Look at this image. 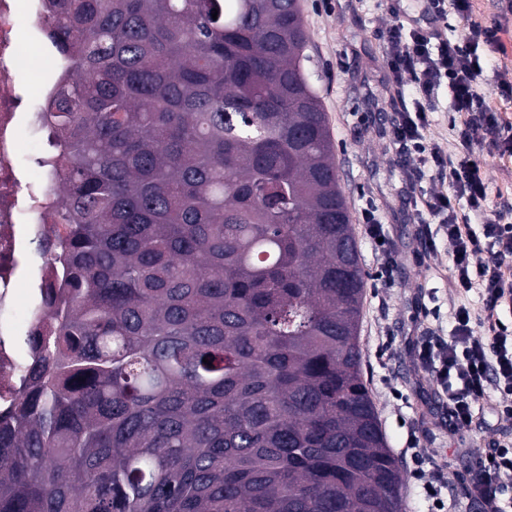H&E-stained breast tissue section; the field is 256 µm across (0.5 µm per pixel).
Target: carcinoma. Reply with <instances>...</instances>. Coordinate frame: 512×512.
I'll return each mask as SVG.
<instances>
[{
	"instance_id": "cac0c4a2",
	"label": "carcinoma",
	"mask_w": 512,
	"mask_h": 512,
	"mask_svg": "<svg viewBox=\"0 0 512 512\" xmlns=\"http://www.w3.org/2000/svg\"><path fill=\"white\" fill-rule=\"evenodd\" d=\"M42 35L66 314L22 338L0 512H404L297 0H49Z\"/></svg>"
}]
</instances>
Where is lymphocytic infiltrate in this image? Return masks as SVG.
<instances>
[{"instance_id": "1", "label": "lymphocytic infiltrate", "mask_w": 512, "mask_h": 512, "mask_svg": "<svg viewBox=\"0 0 512 512\" xmlns=\"http://www.w3.org/2000/svg\"><path fill=\"white\" fill-rule=\"evenodd\" d=\"M416 13L392 7L385 58L394 89L412 82L410 101L396 113L392 135L399 149L415 154L419 173L446 179L448 192L433 193L419 203L438 223L437 229L423 227L426 249L436 247L437 237H446L452 247V285L459 292H477L483 306L472 312L458 305L449 337L433 336L417 350L423 366L432 368L448 395V418L452 429L471 426L484 410L512 418V325L504 323L499 307L512 303V273L505 261L512 257V201L498 210L489 208V183L484 164L476 157L471 139H464L459 153L426 141L424 129L437 109L438 92L447 88L450 105L464 129L477 126L495 133L492 148L512 155V119L491 106L488 92L504 101L512 100V82L488 70L483 52L494 45L497 29L473 20L472 0H416ZM465 20L457 35L444 34L440 23L449 14ZM467 215H460V206ZM483 324L485 334L474 331ZM501 399L487 404L489 390ZM512 443L489 449L475 461L468 485L483 505L484 512H512Z\"/></svg>"}]
</instances>
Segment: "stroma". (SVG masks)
<instances>
[{"mask_svg": "<svg viewBox=\"0 0 512 512\" xmlns=\"http://www.w3.org/2000/svg\"><path fill=\"white\" fill-rule=\"evenodd\" d=\"M308 33L306 74L327 113L335 143L340 186L351 212L365 273L360 342L365 377L392 453L404 471V512H429L406 448L418 436L426 456L445 466L442 496L456 512H481L465 487L477 456L494 443L512 441V420L486 417L482 426L448 428V398L432 370L419 365L414 348L424 336H448L452 308L480 310L477 292L461 295L451 286V247L439 238L434 254L422 252V216L415 198L440 189L427 177L416 180L412 162L394 144L391 128L400 100L388 83L385 39L392 21L372 0H299ZM474 19L499 26V44L487 50L489 67L512 80V0H474ZM485 163L490 201L512 198V158L490 152L485 132L474 136ZM382 216L388 246L399 256L391 283L376 280L377 257L363 207Z\"/></svg>", "mask_w": 512, "mask_h": 512, "instance_id": "35a3bbf8", "label": "stroma"}]
</instances>
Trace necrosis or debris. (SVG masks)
Instances as JSON below:
<instances>
[{
    "mask_svg": "<svg viewBox=\"0 0 512 512\" xmlns=\"http://www.w3.org/2000/svg\"><path fill=\"white\" fill-rule=\"evenodd\" d=\"M45 15L46 0H0V337L12 335L19 302L32 312L41 305L37 294L21 293L29 281L48 277L51 257L39 240L65 235L55 196L27 172L26 137L39 124L28 86L40 54L51 51L41 38Z\"/></svg>",
    "mask_w": 512,
    "mask_h": 512,
    "instance_id": "obj_1",
    "label": "necrosis or debris"
}]
</instances>
